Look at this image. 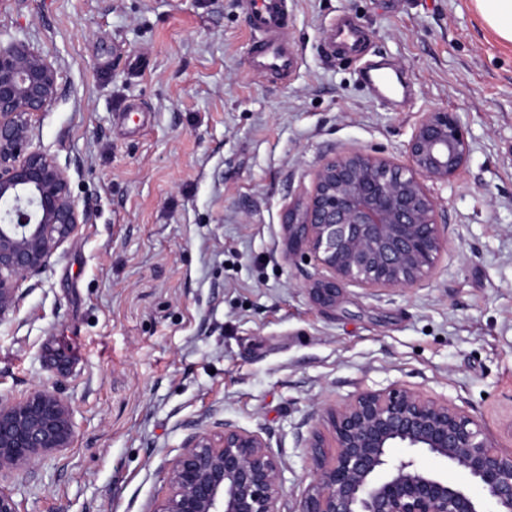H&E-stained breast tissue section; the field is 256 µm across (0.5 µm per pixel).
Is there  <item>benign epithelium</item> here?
I'll return each instance as SVG.
<instances>
[{"label":"benign epithelium","mask_w":512,"mask_h":512,"mask_svg":"<svg viewBox=\"0 0 512 512\" xmlns=\"http://www.w3.org/2000/svg\"><path fill=\"white\" fill-rule=\"evenodd\" d=\"M59 79L27 42L0 40V321L19 306L23 284L90 219L67 170L34 144ZM405 154L402 163L360 150L327 160L307 199L288 210V252L313 259L319 270L309 285L316 304H333L348 286L412 288L447 248L424 182H446L466 162L456 113H425ZM325 417L334 451H325L318 431L306 440L313 466L297 512H484L473 486L496 512H512V448L461 407L400 386L361 391ZM73 435L71 407L54 392L0 399V473L33 468ZM394 448L408 454L395 457ZM418 454L467 482L420 466ZM166 486L149 512H280L283 462L258 432L217 419L188 435Z\"/></svg>","instance_id":"obj_1"}]
</instances>
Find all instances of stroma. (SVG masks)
Returning <instances> with one entry per match:
<instances>
[{
  "label": "stroma",
  "instance_id": "obj_1",
  "mask_svg": "<svg viewBox=\"0 0 512 512\" xmlns=\"http://www.w3.org/2000/svg\"><path fill=\"white\" fill-rule=\"evenodd\" d=\"M299 64L250 70L244 0H0V38L59 66L36 144L91 219L0 322V397L73 411L69 447L0 475L22 512H147L193 426L260 432L284 463L281 512L325 408L407 386L512 448V45L473 0H286ZM349 15L359 52L323 31ZM395 68L406 96L364 85ZM457 113L461 171L427 183L448 249L417 286L315 304L283 224L317 168L355 148L404 161L425 113Z\"/></svg>",
  "mask_w": 512,
  "mask_h": 512
}]
</instances>
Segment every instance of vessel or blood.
I'll list each match as a JSON object with an SVG mask.
<instances>
[{
    "label": "vessel or blood",
    "instance_id": "1",
    "mask_svg": "<svg viewBox=\"0 0 512 512\" xmlns=\"http://www.w3.org/2000/svg\"><path fill=\"white\" fill-rule=\"evenodd\" d=\"M246 9L254 32L249 53L252 69L263 75L291 76L299 54L284 38L285 0H246ZM324 35L347 49L356 48L364 39L362 31L346 17L326 28Z\"/></svg>",
    "mask_w": 512,
    "mask_h": 512
}]
</instances>
